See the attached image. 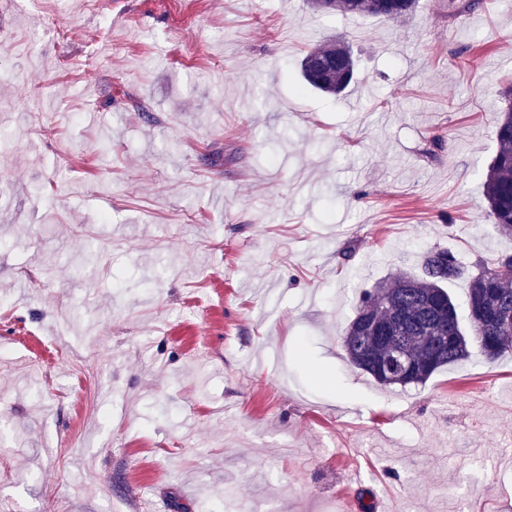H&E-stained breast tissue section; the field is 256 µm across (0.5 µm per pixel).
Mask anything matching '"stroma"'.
I'll list each match as a JSON object with an SVG mask.
<instances>
[{"label":"stroma","instance_id":"obj_1","mask_svg":"<svg viewBox=\"0 0 512 512\" xmlns=\"http://www.w3.org/2000/svg\"><path fill=\"white\" fill-rule=\"evenodd\" d=\"M458 2L0 0V512H512V354L388 391L342 347L425 252L512 253V0ZM332 1L329 6H315L324 12H342L386 20H406L417 6V0H327ZM367 1V2H364ZM300 69L308 85L336 96L353 80L356 65L347 47L327 44L311 48L302 58ZM498 111L496 154L484 181L483 196L492 222L503 234H512V89Z\"/></svg>","mask_w":512,"mask_h":512}]
</instances>
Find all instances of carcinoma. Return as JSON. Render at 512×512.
I'll return each instance as SVG.
<instances>
[{
    "instance_id": "cac0c4a2",
    "label": "carcinoma",
    "mask_w": 512,
    "mask_h": 512,
    "mask_svg": "<svg viewBox=\"0 0 512 512\" xmlns=\"http://www.w3.org/2000/svg\"><path fill=\"white\" fill-rule=\"evenodd\" d=\"M417 0H332L324 12H342L386 20H406ZM301 75L315 90L338 95L355 75L350 50L327 44L310 49L300 63ZM496 154L484 181L483 196L492 222L512 234V92L505 97L495 126ZM512 266V254H501L476 275L446 249L427 251L419 274H398L360 297L356 315L343 336L349 362L385 387L419 386L438 370L477 354L488 362L512 352V276L497 268ZM469 281V330L462 327L457 307L444 288L451 280ZM403 348L411 372L403 379L381 378L374 362L392 345Z\"/></svg>"
}]
</instances>
